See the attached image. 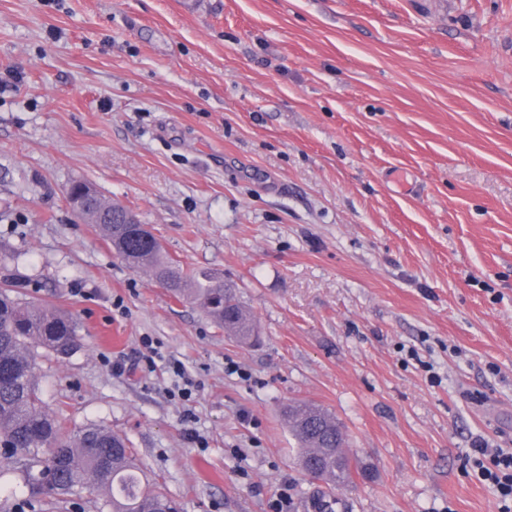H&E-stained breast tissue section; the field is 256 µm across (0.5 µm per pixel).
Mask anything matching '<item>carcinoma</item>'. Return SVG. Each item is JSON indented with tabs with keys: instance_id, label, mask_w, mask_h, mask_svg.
Wrapping results in <instances>:
<instances>
[{
	"instance_id": "cac0c4a2",
	"label": "carcinoma",
	"mask_w": 512,
	"mask_h": 512,
	"mask_svg": "<svg viewBox=\"0 0 512 512\" xmlns=\"http://www.w3.org/2000/svg\"><path fill=\"white\" fill-rule=\"evenodd\" d=\"M119 218L125 207L99 196L97 210L85 217L98 223L96 211ZM116 253L133 269H148L169 282L178 299L202 308L224 333L241 342L254 335L252 315L233 285L211 273L191 276L168 260L161 246L143 239L123 224L100 225ZM78 347V323L46 304H38L0 287V466L20 472L37 489L58 496L83 490L106 494L110 512H164L173 500L142 474L127 440L108 428L88 424L70 434L41 398L35 353L39 348L58 356ZM282 418L299 448V463L309 476L331 488L352 482L358 472L344 453L346 436L336 417L308 403L283 407ZM361 476H370L368 469Z\"/></svg>"
}]
</instances>
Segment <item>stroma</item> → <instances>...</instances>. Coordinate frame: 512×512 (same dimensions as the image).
I'll return each mask as SVG.
<instances>
[{
  "instance_id": "stroma-1",
  "label": "stroma",
  "mask_w": 512,
  "mask_h": 512,
  "mask_svg": "<svg viewBox=\"0 0 512 512\" xmlns=\"http://www.w3.org/2000/svg\"><path fill=\"white\" fill-rule=\"evenodd\" d=\"M76 181L234 283L259 342L122 261ZM5 281L79 322L46 404L182 512H305L294 401L374 470L337 512H498L464 461L512 448V0H0Z\"/></svg>"
}]
</instances>
